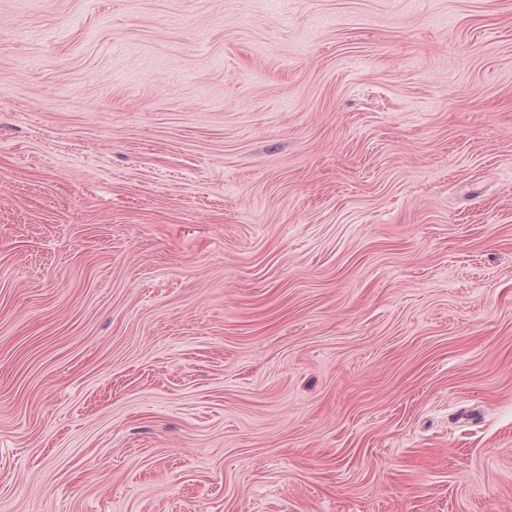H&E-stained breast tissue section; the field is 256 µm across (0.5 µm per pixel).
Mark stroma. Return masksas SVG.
I'll return each instance as SVG.
<instances>
[{
	"label": "stroma",
	"instance_id": "35a3bbf8",
	"mask_svg": "<svg viewBox=\"0 0 512 512\" xmlns=\"http://www.w3.org/2000/svg\"><path fill=\"white\" fill-rule=\"evenodd\" d=\"M0 512H512V0H0Z\"/></svg>",
	"mask_w": 512,
	"mask_h": 512
}]
</instances>
